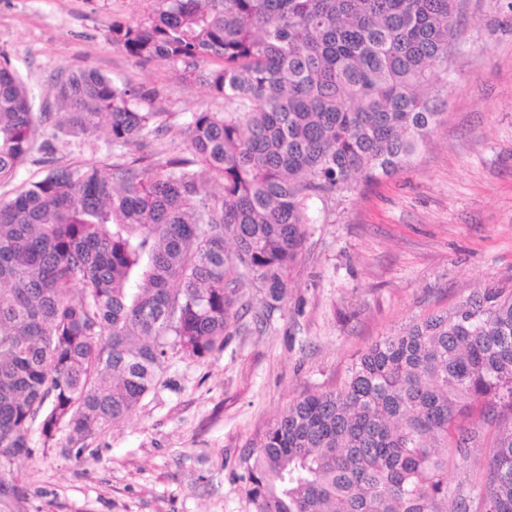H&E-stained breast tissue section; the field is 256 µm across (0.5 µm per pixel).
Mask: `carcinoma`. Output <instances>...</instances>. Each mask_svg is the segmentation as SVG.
I'll list each match as a JSON object with an SVG mask.
<instances>
[{"label":"carcinoma","instance_id":"1","mask_svg":"<svg viewBox=\"0 0 512 512\" xmlns=\"http://www.w3.org/2000/svg\"><path fill=\"white\" fill-rule=\"evenodd\" d=\"M111 41L197 66L224 111L191 113L186 153L105 171L59 165L0 205V468L30 434L80 443L122 421L175 360L224 350L252 308L287 295L307 200L402 171L440 116L458 0H162ZM55 103L82 134L138 149L168 113L95 70L63 71ZM21 74L0 63V186L44 139ZM210 172V183L201 172ZM482 422H472L474 410ZM489 457L448 483V465ZM240 479L255 512H512V287L368 347L338 391L277 415Z\"/></svg>","mask_w":512,"mask_h":512}]
</instances>
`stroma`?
Masks as SVG:
<instances>
[{
  "instance_id": "35a3bbf8",
  "label": "stroma",
  "mask_w": 512,
  "mask_h": 512,
  "mask_svg": "<svg viewBox=\"0 0 512 512\" xmlns=\"http://www.w3.org/2000/svg\"><path fill=\"white\" fill-rule=\"evenodd\" d=\"M158 0H0V59L56 109L60 72L93 69L155 90L168 127L141 149L183 152L191 112L224 102L198 76L137 63L109 39ZM462 32L441 93L443 117L403 171L349 198L308 202L310 225L288 272V295L264 324L224 350L176 362L123 421L87 439L33 437L14 462L20 494L0 512H255L240 459L290 402L339 388L371 344L471 292L512 284V0H461ZM64 164L125 162L104 132H56Z\"/></svg>"
}]
</instances>
